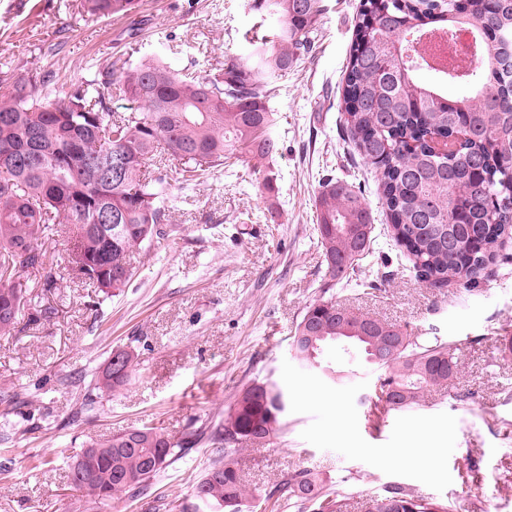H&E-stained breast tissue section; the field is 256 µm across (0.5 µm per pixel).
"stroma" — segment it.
Returning <instances> with one entry per match:
<instances>
[{"label": "stroma", "instance_id": "1", "mask_svg": "<svg viewBox=\"0 0 512 512\" xmlns=\"http://www.w3.org/2000/svg\"><path fill=\"white\" fill-rule=\"evenodd\" d=\"M311 55L277 80L271 106L282 151L280 217L237 166L200 185L172 184L166 233L136 252V274L106 298L72 279L76 231L53 225L47 260L24 268L31 301L0 336V512H185L218 447L201 440L134 497L95 504L74 489L68 465L85 442L142 426L173 440L211 428L243 388L268 381L288 393L277 438L240 455L244 483L262 494L309 468L345 490L347 512L399 485L447 501L449 512H512V259L474 287L429 288L387 233L378 176L341 138L339 100L359 0H323ZM257 17L247 0H139L134 19L85 20L81 0H0V82L35 71L69 92L101 67L159 57L207 74L245 49ZM360 186L374 217V253L334 289L337 302L422 336L456 342L454 392L384 411L375 375L331 381L288 354L294 327L321 294L325 260L314 201L324 172ZM134 347L128 383L101 395L96 379L113 349ZM416 444L429 459L405 457Z\"/></svg>", "mask_w": 512, "mask_h": 512}]
</instances>
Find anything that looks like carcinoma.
<instances>
[{"instance_id": "1", "label": "carcinoma", "mask_w": 512, "mask_h": 512, "mask_svg": "<svg viewBox=\"0 0 512 512\" xmlns=\"http://www.w3.org/2000/svg\"><path fill=\"white\" fill-rule=\"evenodd\" d=\"M322 0H248L261 18L245 52L204 76L175 69L159 58L134 67L112 62L105 78L66 94H53V76L19 77L0 94V333L10 332L28 302L26 284L12 266L46 262L43 241L52 224H73L70 266L106 296L135 275L134 251L163 235L169 221L170 182H199L230 160L241 163L278 215L275 164L281 143L269 105L275 83L309 54L323 14ZM139 0H82L83 16L105 22L129 17ZM474 35L479 62L431 66L417 50L425 35L449 41L458 31ZM400 38L399 56L390 43ZM436 75L430 85L417 75ZM457 89L448 95V87ZM341 99L345 142L354 145L378 175L391 239L403 249L416 277L431 288L471 285L498 262L512 236V0H360ZM122 97L131 111L114 115L108 102ZM115 154L120 171L108 180L102 165ZM315 200L317 240L326 263L323 296L306 306L291 344L292 358L321 368L316 347L350 336L364 354L360 370L378 374L379 396L390 410L419 404L433 387L453 388L458 366L454 343L418 336L336 302L330 290L351 279L374 243V217L361 192L325 175ZM109 212L116 228L101 229ZM315 321V339L305 338ZM377 336H398L396 352L374 361ZM122 373L98 378L110 394L137 365L123 351ZM396 388L398 402L386 399ZM288 411V396L266 383L243 389L216 426L224 443L194 485L208 509L266 512L288 502L294 512H346L348 497L310 469L288 474L268 493L255 495L239 475L242 444L265 433L275 437ZM204 432L174 441L155 427L133 428L89 442L71 457L70 481L93 503L145 491ZM396 512H448V506L391 485L370 495Z\"/></svg>"}]
</instances>
